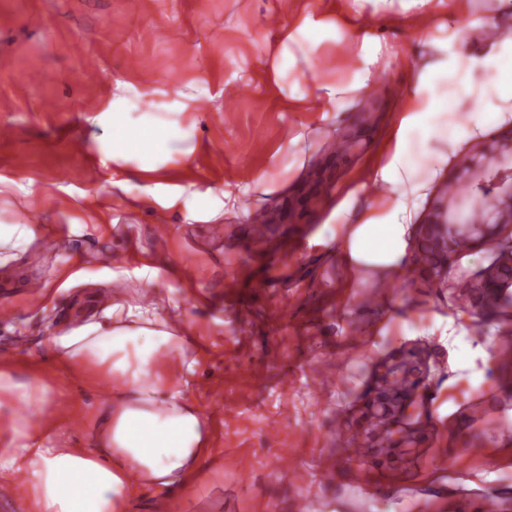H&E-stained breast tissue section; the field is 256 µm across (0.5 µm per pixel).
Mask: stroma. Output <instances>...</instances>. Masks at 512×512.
Returning <instances> with one entry per match:
<instances>
[{"mask_svg": "<svg viewBox=\"0 0 512 512\" xmlns=\"http://www.w3.org/2000/svg\"><path fill=\"white\" fill-rule=\"evenodd\" d=\"M311 21L324 41H288ZM491 26L512 35V0H0V359L41 379L65 438L90 448L119 386L57 365L45 342L106 318L117 296L174 303L193 364L177 379L210 442L171 512H293L302 498L307 512H464L488 498L512 512V305L459 302L418 241L393 280L358 276L339 236L380 214L367 175L420 73L482 57ZM497 82L478 69L470 89H441L448 138L415 157L432 198L461 157L512 131L462 134L481 116L478 88ZM336 84L346 91L329 99ZM116 111L153 142L127 151L120 187ZM320 168L330 182L298 206ZM287 209L254 238L253 214ZM410 351L429 370L412 440L383 448L377 378Z\"/></svg>", "mask_w": 512, "mask_h": 512, "instance_id": "1", "label": "stroma"}]
</instances>
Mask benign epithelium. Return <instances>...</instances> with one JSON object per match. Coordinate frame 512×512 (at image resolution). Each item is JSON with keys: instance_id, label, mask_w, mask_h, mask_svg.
Here are the masks:
<instances>
[{"instance_id": "7a95c632", "label": "benign epithelium", "mask_w": 512, "mask_h": 512, "mask_svg": "<svg viewBox=\"0 0 512 512\" xmlns=\"http://www.w3.org/2000/svg\"><path fill=\"white\" fill-rule=\"evenodd\" d=\"M455 182L465 186L464 195H446L421 224L422 242L433 255H446L462 239L474 247L501 244L496 259L486 268L461 282L460 289L472 295L505 296L512 288V135L504 136L480 153L478 160L459 161ZM476 210L482 220L471 222L466 214ZM426 372L422 359L404 358L387 367L385 378L405 377L410 387L402 396L385 387L377 393L385 426L400 424L406 418L412 398Z\"/></svg>"}]
</instances>
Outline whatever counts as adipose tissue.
Returning <instances> with one entry per match:
<instances>
[{
    "mask_svg": "<svg viewBox=\"0 0 512 512\" xmlns=\"http://www.w3.org/2000/svg\"><path fill=\"white\" fill-rule=\"evenodd\" d=\"M479 66L496 70L500 84L486 120L471 124L466 136H479L487 123L512 115L511 37L481 59L458 56L431 66L412 107L400 115L385 163L369 173L370 180L389 188L380 218L368 216L345 227L341 244L350 267L387 274L400 269L432 187L431 180L417 178L412 157L426 137L441 138L440 118L448 108L435 90L449 78H469ZM183 344V336L149 307L119 299L112 303L111 321H90L48 340L58 361L95 362L112 373L121 392L96 431L94 451L60 446L52 423L0 417V470L24 475L28 512H125L141 487L159 492L186 487L206 453L207 428L174 380L158 374L162 361L183 358ZM46 394L40 380L21 383L9 366L0 367V406L39 407Z\"/></svg>",
    "mask_w": 512,
    "mask_h": 512,
    "instance_id": "ef3b65f1",
    "label": "adipose tissue"
}]
</instances>
